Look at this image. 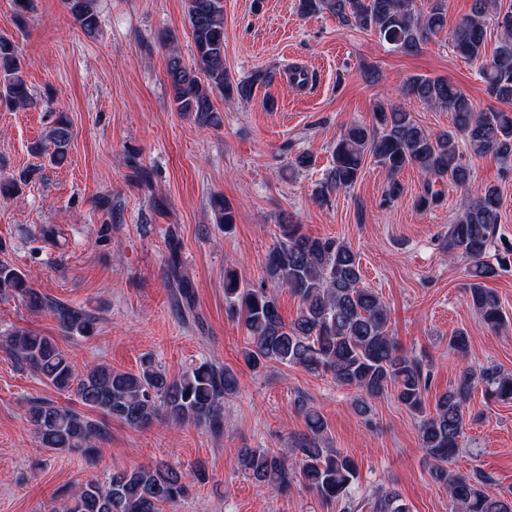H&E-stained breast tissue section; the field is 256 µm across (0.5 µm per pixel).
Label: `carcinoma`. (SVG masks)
<instances>
[{
  "mask_svg": "<svg viewBox=\"0 0 512 512\" xmlns=\"http://www.w3.org/2000/svg\"><path fill=\"white\" fill-rule=\"evenodd\" d=\"M194 42L193 62L187 64L176 48L166 55V77L175 111L192 116L205 127L223 123L215 98L248 101L254 87L271 80L256 72L234 81L224 69V0H187ZM67 11L84 34L95 35L101 26L93 0H63ZM14 18L26 26L33 0H14ZM446 0H298L299 12L312 15L324 10L345 26L375 32L395 50L416 52L429 36L447 26ZM493 16L501 31L498 45L486 56V21ZM454 51L480 62L479 75L491 97L503 109L481 111L455 83L422 75L407 78V95L451 113L452 130L432 132L422 128L411 113L378 101L374 124L351 125L336 140L332 165L322 191L339 192L353 187L367 157L372 156L389 177L383 202L390 203L403 191L397 176L407 167L423 177L415 199L419 211L443 201L438 182L450 179L465 187L471 179L467 161L496 158L512 161V11H502L498 0H473L451 35ZM0 101L13 109L34 104L22 75L18 47L0 36ZM73 137L69 119L60 115L35 147L53 165L63 164ZM33 171L24 170L0 178V196L21 191ZM214 223L229 231L235 224L230 204L219 196L211 201ZM501 222V196L495 185L481 187L454 222L442 245L448 254L469 260L467 302L492 332L507 324L498 294L487 281L498 276L497 264L486 260ZM279 240L265 262L266 283L254 288L234 270L224 271V297L246 329L242 356L245 364L260 371L275 362L299 367L313 375L327 374L336 385L354 393V408L365 415L369 402L387 394L420 417L421 448L430 465V476L442 486L455 512H512V498L490 489L491 479L475 469L465 475L452 468L467 426V403L476 389L489 399L512 400V374L496 366L462 371L454 385L438 396L433 410L426 408L424 393L429 375L412 352L389 332V313L379 295L361 286L360 256L346 242L316 237L298 224L279 225ZM285 289L299 303L296 318L286 321L279 309L278 290ZM18 296L34 311H49L68 339L88 338L96 318L81 307L59 302L30 288L26 274L0 262V297ZM0 348L61 392H71L83 406L103 418L131 428L155 421L175 426L194 424L214 433L224 431V399L236 393L238 377L229 367L203 361L178 376L169 375L150 359L136 372L119 371L97 363L77 373L70 357L56 341L26 328L0 336ZM309 435L297 448L269 453L242 448L238 465L255 481L275 489L296 482L321 499L350 498L356 491L357 466L348 455L326 452L320 444L326 422L316 409L299 404ZM29 420L42 448L94 456V444L106 434L105 425L73 409L37 400L29 408ZM206 479L198 464L183 470L164 460L115 472L105 480H91L65 496L52 512H162L174 506L190 484ZM375 512H409L394 490L375 493Z\"/></svg>",
  "mask_w": 512,
  "mask_h": 512,
  "instance_id": "obj_1",
  "label": "carcinoma"
}]
</instances>
